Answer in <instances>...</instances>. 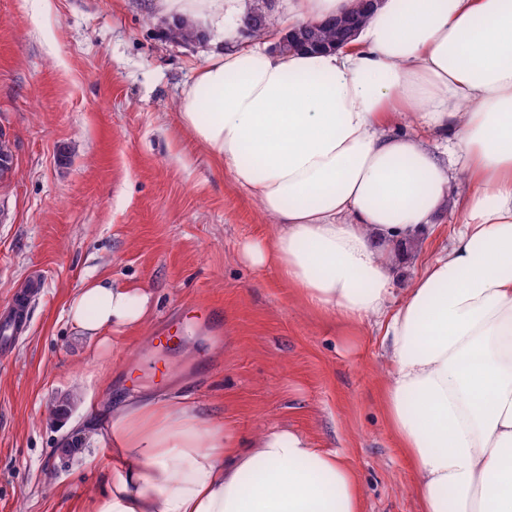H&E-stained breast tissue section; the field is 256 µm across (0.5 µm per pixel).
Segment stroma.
Wrapping results in <instances>:
<instances>
[{
    "instance_id": "35a3bbf8",
    "label": "stroma",
    "mask_w": 512,
    "mask_h": 512,
    "mask_svg": "<svg viewBox=\"0 0 512 512\" xmlns=\"http://www.w3.org/2000/svg\"><path fill=\"white\" fill-rule=\"evenodd\" d=\"M154 2L0 0V131L14 153L0 180V315L41 279L0 364V512H83L112 464L89 441L65 452L67 428L144 388L246 438L305 434L349 464L364 512H421L383 405L379 331L369 321L345 335L276 271L242 260V243L275 223L181 126L176 101L202 47L168 41ZM455 221L440 215L396 258V288L450 245ZM100 277L153 295L144 323L101 344L66 317ZM171 321L181 339L159 351ZM64 393L70 415L49 419Z\"/></svg>"
}]
</instances>
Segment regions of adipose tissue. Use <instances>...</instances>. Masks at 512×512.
Wrapping results in <instances>:
<instances>
[{"label":"adipose tissue","instance_id":"obj_1","mask_svg":"<svg viewBox=\"0 0 512 512\" xmlns=\"http://www.w3.org/2000/svg\"><path fill=\"white\" fill-rule=\"evenodd\" d=\"M356 0H284L259 44L211 53L182 126L277 225L246 242L337 325L379 319L386 414L424 512H512V0H377L346 47L281 54V33ZM212 29L246 0H159ZM409 121L416 133L393 132ZM452 137L446 164L418 136ZM469 189L457 197V176ZM452 244L388 307L393 259L445 207ZM151 295L90 282L67 304L92 338L140 324ZM85 435L120 460L85 512H361L354 474L302 433L242 440L195 406L142 395L93 408Z\"/></svg>","mask_w":512,"mask_h":512}]
</instances>
